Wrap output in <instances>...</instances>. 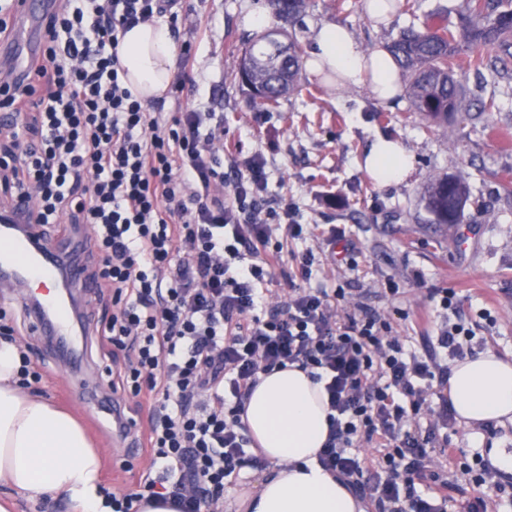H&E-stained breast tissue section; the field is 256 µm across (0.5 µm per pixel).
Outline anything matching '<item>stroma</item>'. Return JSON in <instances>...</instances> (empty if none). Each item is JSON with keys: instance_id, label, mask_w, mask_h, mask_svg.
<instances>
[{"instance_id": "35a3bbf8", "label": "stroma", "mask_w": 512, "mask_h": 512, "mask_svg": "<svg viewBox=\"0 0 512 512\" xmlns=\"http://www.w3.org/2000/svg\"><path fill=\"white\" fill-rule=\"evenodd\" d=\"M184 19L173 39L190 45L194 68L180 95L155 101L158 112L189 106L224 115V136L231 153L225 168L246 170L262 157L267 186L265 202L285 199L297 204L299 223L309 225L295 250H313L320 261L317 283L345 288L348 307L361 306L389 319L397 336H437L441 328L466 318L473 330L465 342L472 353L490 350L512 360V198L500 191L512 181V86L485 80L461 64L456 77L466 92V113L447 123L428 126L412 112L408 95L380 105L366 86L343 90L304 75L315 96L295 94L282 100L279 111L266 112L251 100L247 87L231 71L251 40L275 27L294 33L312 48L317 29L327 23L347 28L368 52L385 50L398 33L419 24L420 16L395 0L387 21L370 17L367 0H311L306 14L280 22L264 0H185ZM496 99L499 108L481 109ZM400 142L413 159L402 182L381 188L363 166L375 137ZM434 174L464 179L470 187L464 223L442 230L420 221L419 201ZM346 232L354 247L346 264L329 240L332 229ZM397 294H390V287ZM451 288L460 305L444 310L433 292ZM32 362H44L48 376L33 385L36 395L72 410L103 453L105 488L133 490L134 480L121 468L122 448L111 420L98 418L93 404L70 389L67 364L47 358L38 336L24 332ZM448 445L455 459L435 457L449 482L466 488L468 496L486 494L470 483L461 464L475 465L477 456L497 446L512 452V424L448 427Z\"/></svg>"}]
</instances>
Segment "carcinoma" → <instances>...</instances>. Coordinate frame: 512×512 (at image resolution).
Returning a JSON list of instances; mask_svg holds the SVG:
<instances>
[{"instance_id":"obj_1","label":"carcinoma","mask_w":512,"mask_h":512,"mask_svg":"<svg viewBox=\"0 0 512 512\" xmlns=\"http://www.w3.org/2000/svg\"><path fill=\"white\" fill-rule=\"evenodd\" d=\"M275 15L286 21L301 16L308 0H268ZM465 25L454 30L448 25V13L433 10L423 14L422 26L403 29L388 47L399 68L411 73L408 89L413 111L433 120H448V112L462 110L464 94L454 79V58L460 44L483 47L494 52L489 61L478 53L469 58V66L479 71L508 70L512 64V0H465ZM277 51L267 45V33L258 36L232 71L246 86L253 99L265 111L276 112L281 99L305 89L302 81L303 52L297 37L284 31ZM470 198L469 188L459 178L434 175L429 179L423 202L429 221L444 228L461 224Z\"/></svg>"}]
</instances>
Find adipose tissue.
<instances>
[{"mask_svg":"<svg viewBox=\"0 0 512 512\" xmlns=\"http://www.w3.org/2000/svg\"><path fill=\"white\" fill-rule=\"evenodd\" d=\"M120 53L141 100L164 97L175 72L176 48L166 25L140 23L123 36ZM310 75L331 74L337 86L367 85L373 100L402 92L389 53L366 54L344 27L327 24L305 62ZM366 167L381 186L406 179L410 160L400 144L380 137ZM18 342L0 340V485L29 500L63 496L74 512H106L100 492L102 454L69 413L16 385ZM448 398L462 425L512 423V361L487 351L457 362ZM323 383L297 366L261 376L245 402L242 420L269 467L236 500L234 512H366L346 484L317 461L328 435Z\"/></svg>","mask_w":512,"mask_h":512,"instance_id":"ef3b65f1","label":"adipose tissue"}]
</instances>
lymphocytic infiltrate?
<instances>
[{
  "label": "lymphocytic infiltrate",
  "mask_w": 512,
  "mask_h": 512,
  "mask_svg": "<svg viewBox=\"0 0 512 512\" xmlns=\"http://www.w3.org/2000/svg\"><path fill=\"white\" fill-rule=\"evenodd\" d=\"M181 0H61L25 80L0 88L21 122L0 123V190L30 200L32 227L86 224L88 269L112 315L104 335L123 361L109 387L140 398L150 470L112 512L167 494L182 512H224L246 466L243 403L260 375L296 364L329 396L320 466L376 512H447L431 470L448 423V368L363 308L337 314L341 288L312 286L318 259L295 255L286 300L269 302L294 204L263 207L264 164L224 170V117L149 111L125 84L121 36ZM370 446L368 461L359 448Z\"/></svg>",
  "instance_id": "1"
}]
</instances>
